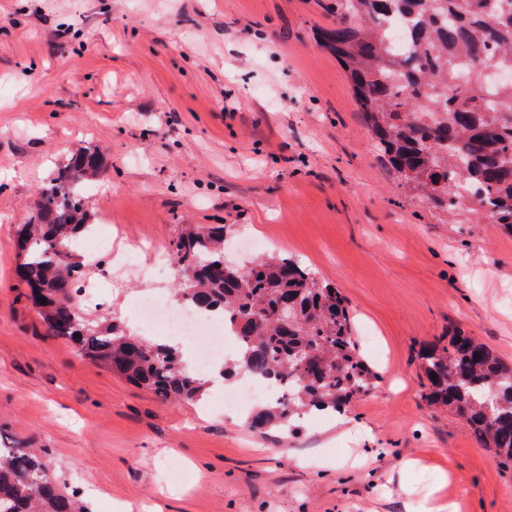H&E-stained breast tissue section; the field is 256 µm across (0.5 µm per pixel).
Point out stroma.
I'll return each mask as SVG.
<instances>
[{"mask_svg":"<svg viewBox=\"0 0 512 512\" xmlns=\"http://www.w3.org/2000/svg\"><path fill=\"white\" fill-rule=\"evenodd\" d=\"M327 0H0V442L40 448L92 512H512V474L418 360L455 331L512 365V232L419 200L375 152L318 40ZM82 147L125 243L220 226L239 264L290 257L345 298L378 375L345 424L259 435L252 407L163 402L81 359L24 301L16 231ZM173 285L130 273L104 314Z\"/></svg>","mask_w":512,"mask_h":512,"instance_id":"35a3bbf8","label":"stroma"}]
</instances>
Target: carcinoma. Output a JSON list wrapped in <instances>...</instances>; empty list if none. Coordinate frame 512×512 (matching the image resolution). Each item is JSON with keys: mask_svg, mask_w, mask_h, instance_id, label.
Listing matches in <instances>:
<instances>
[{"mask_svg": "<svg viewBox=\"0 0 512 512\" xmlns=\"http://www.w3.org/2000/svg\"><path fill=\"white\" fill-rule=\"evenodd\" d=\"M327 9L336 25L321 31L322 46L348 73L375 147L394 172L436 208L512 229V83L478 86L485 70H512V0H329ZM387 22L406 28L408 47L388 40ZM105 170L97 147L77 150L58 169L19 231L16 275L48 333L70 341L81 358L162 401L197 402L205 383L175 347L75 306L83 263L64 262L57 247L75 253L94 229L81 189ZM226 245L224 228L189 226L169 243V255L178 297L224 315L244 371L287 382L284 399L253 414L250 428L264 434L302 410H340L368 390L376 375L359 356L336 289L287 258L221 268ZM421 359L426 375L436 374L427 400L464 417L512 471V366L460 332ZM0 512L90 509L60 488L36 449L0 447Z\"/></svg>", "mask_w": 512, "mask_h": 512, "instance_id": "cac0c4a2", "label": "carcinoma"}]
</instances>
